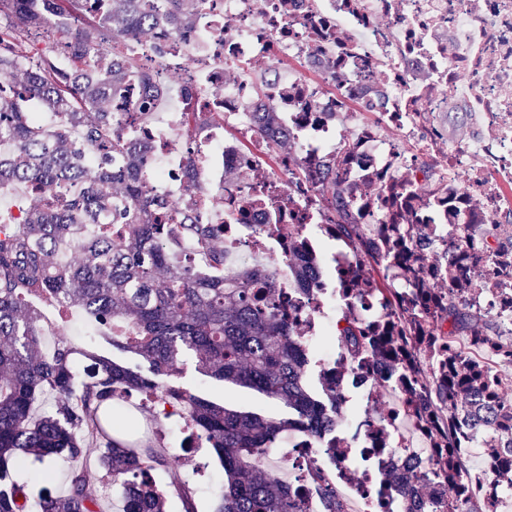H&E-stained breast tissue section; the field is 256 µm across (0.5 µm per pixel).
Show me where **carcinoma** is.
<instances>
[{
  "instance_id": "carcinoma-1",
  "label": "carcinoma",
  "mask_w": 512,
  "mask_h": 512,
  "mask_svg": "<svg viewBox=\"0 0 512 512\" xmlns=\"http://www.w3.org/2000/svg\"><path fill=\"white\" fill-rule=\"evenodd\" d=\"M205 0H0V134L12 149L0 154V185L25 182L30 188L28 220L0 224V512H103V499L88 492L100 470L120 487V512H165L151 480L154 465L166 467L183 512H197L194 491L182 478L179 458L138 430L134 418L113 411L130 391L155 405L186 413L192 429L206 439L224 470V487L212 512H306L290 484L268 467L269 451L302 418L310 431L329 439L326 453L336 460L338 414L319 406L307 383L310 364L302 336L279 307L253 288L258 271L224 264V225L194 224L190 216L171 224L172 211L152 194L143 178L151 150L146 139L123 135L112 101L119 97L134 56L118 46L129 36L162 49V29L188 30ZM34 102L57 122L44 126L21 108ZM330 223L348 245L369 259L378 246L364 236L348 213L335 210ZM190 238L200 255L192 268L180 243ZM80 252L76 264L56 261L62 250ZM46 295L59 308L78 306L98 327L112 326V348L136 363L95 353L86 364L77 350L60 342L39 354L38 313L25 296ZM448 321L452 374L437 383L423 377L425 409L441 419L438 447L453 448L458 421L475 420L491 453L512 456V441L496 437L498 415L483 411L485 379L472 374L470 357L457 336L494 338L496 327L448 294L442 308ZM408 322L401 330L406 352L426 351L424 337ZM348 360L369 355L372 337L357 324L336 337ZM194 358L203 376L235 389L262 395L268 414L194 396L163 378ZM285 408L282 417L276 409ZM99 447L95 468L71 471L66 493L51 488L57 461L79 460ZM31 457L40 464L37 497L13 471ZM469 475L464 459L448 456L434 464L431 479L409 471L395 482L444 492L434 512H489L485 502L460 496ZM310 484L323 512H348L336 477L312 467Z\"/></svg>"
}]
</instances>
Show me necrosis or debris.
<instances>
[{"mask_svg": "<svg viewBox=\"0 0 512 512\" xmlns=\"http://www.w3.org/2000/svg\"><path fill=\"white\" fill-rule=\"evenodd\" d=\"M160 43V56L133 39L125 48L162 86L170 66L191 59L181 85L205 98L206 120L188 136L186 103L159 95L126 107L128 138L147 129L157 142L145 161L149 188L197 223L223 225L227 266L258 267L262 282L275 284L321 366L336 373L344 419L336 437L347 444L337 477L348 480L359 463L350 489L367 512H403L406 496L388 473H427L443 451L392 327L418 309L421 288L443 296L449 270L474 282L463 300L499 325V342L475 336L468 352L491 377L496 404L512 409L497 371L512 364V241L490 248L477 230L512 215V0H206L190 32ZM269 112L276 125H266ZM228 126L237 138H225ZM284 138L292 152L273 167L288 201L279 208L254 199V173ZM335 159L331 196L319 179ZM339 204L379 242L377 267L394 284L392 300L370 286H338L340 274L368 267L353 247L323 254L324 242L338 238L328 217ZM291 223L305 244L303 282L291 270ZM351 322L377 336L383 356L338 362L341 348L325 341ZM353 394L356 411L347 406ZM292 428L294 447L268 461L311 507L308 474L324 451L302 420ZM481 448L480 434L461 421L458 451L479 464L461 491L491 512H512V479L503 475L512 463Z\"/></svg>", "mask_w": 512, "mask_h": 512, "instance_id": "1", "label": "necrosis or debris"}]
</instances>
